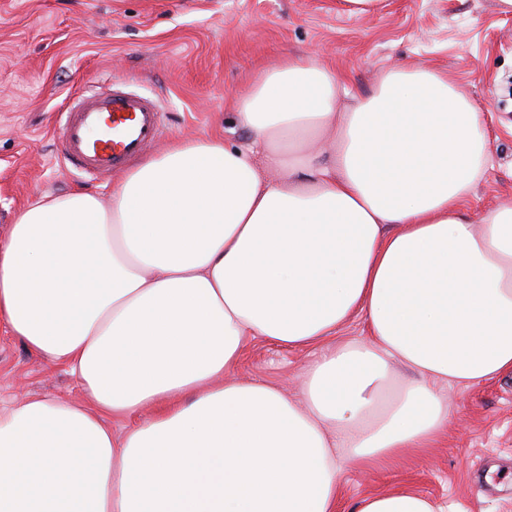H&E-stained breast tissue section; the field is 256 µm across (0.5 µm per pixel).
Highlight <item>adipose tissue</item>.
I'll list each match as a JSON object with an SVG mask.
<instances>
[{
    "mask_svg": "<svg viewBox=\"0 0 512 512\" xmlns=\"http://www.w3.org/2000/svg\"><path fill=\"white\" fill-rule=\"evenodd\" d=\"M340 83L278 55L231 103L249 146L177 141L110 205L19 212L0 323L93 407L0 415V512H336L345 468L434 447L448 387L512 373V202L470 213L485 112L430 68L344 109ZM257 337L316 348L297 398L224 381ZM146 408L122 438L104 422ZM355 512L438 510L397 490Z\"/></svg>",
    "mask_w": 512,
    "mask_h": 512,
    "instance_id": "adipose-tissue-1",
    "label": "adipose tissue"
}]
</instances>
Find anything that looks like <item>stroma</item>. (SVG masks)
Here are the masks:
<instances>
[{"label": "stroma", "instance_id": "stroma-1", "mask_svg": "<svg viewBox=\"0 0 512 512\" xmlns=\"http://www.w3.org/2000/svg\"><path fill=\"white\" fill-rule=\"evenodd\" d=\"M323 48L345 75L340 104L368 97L396 67L447 72L481 111L494 166L474 190L483 212L512 200V10L499 0H381L358 13L342 0H0V235L29 203L73 190L110 203L113 177L60 155L59 116L87 88L118 81L157 101L159 138L219 137L248 145L230 103L260 66ZM312 350L247 342L236 377L296 392ZM87 398L0 325V413L19 397ZM450 419L435 447L387 468L342 475L338 512L364 496L405 489L445 512H512V375L448 391Z\"/></svg>", "mask_w": 512, "mask_h": 512}]
</instances>
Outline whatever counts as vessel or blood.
I'll return each instance as SVG.
<instances>
[{"label": "vessel or blood", "instance_id": "obj_1", "mask_svg": "<svg viewBox=\"0 0 512 512\" xmlns=\"http://www.w3.org/2000/svg\"><path fill=\"white\" fill-rule=\"evenodd\" d=\"M157 103L120 84L81 96L60 127L64 160L88 174L103 175L139 154L160 126Z\"/></svg>", "mask_w": 512, "mask_h": 512}]
</instances>
